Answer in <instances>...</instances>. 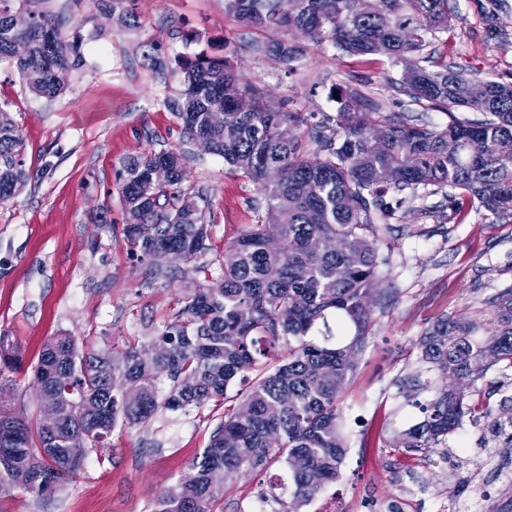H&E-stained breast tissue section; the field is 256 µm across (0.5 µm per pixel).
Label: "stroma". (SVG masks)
Listing matches in <instances>:
<instances>
[{
	"label": "stroma",
	"mask_w": 512,
	"mask_h": 512,
	"mask_svg": "<svg viewBox=\"0 0 512 512\" xmlns=\"http://www.w3.org/2000/svg\"><path fill=\"white\" fill-rule=\"evenodd\" d=\"M449 7L450 27L433 43L436 54L467 74L512 82V0H449ZM24 8L57 15L82 59L52 99L30 93L11 62H0V109L19 130L30 173L23 191L0 203V350L22 355L15 406L30 416L32 370L51 337L75 336L86 354L146 343L181 310L187 282L218 274L226 246L266 213L254 183L183 137L164 103L180 88L178 57L224 54L268 103L309 113L327 132L336 126L340 89L363 95L369 122L382 111L438 126L450 118L394 95L399 70L388 59L322 47L296 31L242 26L225 13L224 0H111L105 10L91 0H26ZM280 39L303 51L294 69L262 50ZM168 150L184 154L182 188L191 197L204 193L211 231L204 255L155 278L123 234L121 163ZM377 248L386 260L383 298L372 306L341 397L349 452L339 480L325 491L346 512L375 502L397 512L403 501L412 512H433L435 493L504 512L512 504V488L502 484L512 473V448H495L482 422L464 417L441 452L399 450L396 432L410 411L398 382L417 366L426 330L459 315L483 321L488 299L512 288V222L482 209L450 217L442 195L423 192L380 227ZM254 381L251 374L236 378L224 398L203 409L168 412L145 428H116L53 496L0 489V512H151ZM505 395L512 396V368L497 363L474 382L469 401L495 407ZM280 471L275 465L228 481L215 512H239L242 500Z\"/></svg>",
	"instance_id": "35a3bbf8"
}]
</instances>
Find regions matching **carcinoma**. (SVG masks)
Here are the masks:
<instances>
[{
  "mask_svg": "<svg viewBox=\"0 0 512 512\" xmlns=\"http://www.w3.org/2000/svg\"><path fill=\"white\" fill-rule=\"evenodd\" d=\"M15 0H0V60L13 62L26 88L54 98L79 65L53 15L33 13L24 58L10 56ZM224 11L247 27L297 29L351 55L389 59L400 68L394 91L414 104L444 111V127L417 124L402 112L363 118L364 98L340 93L338 129L302 150L303 112L268 107L262 93L238 81L228 57L204 51L180 61L182 89L167 99L191 140L209 131L213 111L224 112L232 135L215 154L257 185L267 202L254 224L224 250L215 277L186 289L185 304L148 344L122 352L83 354L73 337H52L33 370L37 413L9 407L21 361L0 366V487L36 497L50 495L77 476L89 449L117 427L148 425L159 414L200 410L224 397L240 374L259 372L238 407L224 414L189 472L156 500L152 512H214L224 484L240 471L260 474L280 462V492L299 512L341 476L348 447L340 399L355 369L371 321L370 304L381 261L378 225L387 224L431 188L448 199L452 214L464 206L512 219V83L475 78L446 64L425 65L423 51L447 31L448 0H224ZM292 68L299 50L285 40L269 46ZM473 84L484 86L474 97ZM253 100L239 112L236 98ZM457 109L483 115L458 120ZM22 138L0 113V202L21 192L29 173L20 158ZM168 168L158 182L156 168ZM184 156L146 153L123 162L122 205L133 223L124 236L152 275L165 273L168 255L192 260L207 250L210 222L196 198L182 190ZM486 323L437 321L421 339V366L399 394L423 420L399 433V447L433 448L469 412L467 387L493 363L512 367V288L488 301ZM354 335L343 334L346 326ZM286 354L272 367L260 357L275 345ZM458 386L422 400L423 370ZM57 414L54 428L43 421ZM485 429L501 448L512 447V396L484 412Z\"/></svg>",
  "mask_w": 512,
  "mask_h": 512,
  "instance_id": "cac0c4a2",
  "label": "carcinoma"
}]
</instances>
